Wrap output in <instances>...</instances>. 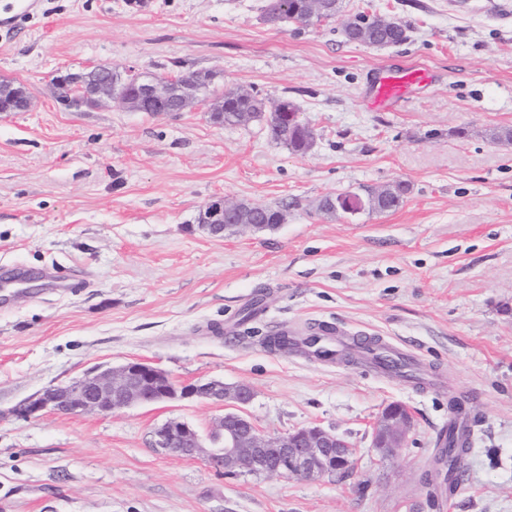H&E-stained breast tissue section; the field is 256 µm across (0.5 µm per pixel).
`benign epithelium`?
Masks as SVG:
<instances>
[{
  "instance_id": "7a95c632",
  "label": "benign epithelium",
  "mask_w": 512,
  "mask_h": 512,
  "mask_svg": "<svg viewBox=\"0 0 512 512\" xmlns=\"http://www.w3.org/2000/svg\"><path fill=\"white\" fill-rule=\"evenodd\" d=\"M139 79V95L124 97L112 90V74L93 77L83 72H59L53 80L54 96L68 109L87 105L117 104L130 111H140L148 101L159 112H184L200 105L221 110L223 99L202 97L196 93L195 77L177 80L140 72L125 71ZM236 204L222 200L206 204L199 213L200 228L214 237L224 236V220ZM253 399L251 387L227 385L210 379L183 386L151 362L132 359L105 369L95 368L68 382L51 385L24 400L12 410L20 419L42 414L110 415L126 408L170 401L204 400L235 408L219 417L210 439L224 440V447L211 448L192 424L169 419L156 427L152 444L166 451L203 459L211 468L226 474L286 476L317 480L346 470L353 450L348 441L318 425L300 428L286 435H272L261 430L248 416L240 413ZM410 411L397 404L385 407L371 425V448L382 458L392 456L405 446L411 429Z\"/></svg>"
}]
</instances>
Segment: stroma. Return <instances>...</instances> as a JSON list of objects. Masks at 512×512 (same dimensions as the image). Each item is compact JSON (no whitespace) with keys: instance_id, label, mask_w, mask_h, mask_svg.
I'll return each instance as SVG.
<instances>
[{"instance_id":"stroma-1","label":"stroma","mask_w":512,"mask_h":512,"mask_svg":"<svg viewBox=\"0 0 512 512\" xmlns=\"http://www.w3.org/2000/svg\"><path fill=\"white\" fill-rule=\"evenodd\" d=\"M263 2L43 0L0 43V80L28 98L0 112V275H28L24 296L0 299V512H512V144L487 136L512 128V0H342L340 20L308 27L267 24ZM359 12L398 19L406 41H347L342 20ZM382 65L438 78L370 111ZM92 66L210 71L220 86L288 97L315 144L290 153L264 123L217 124L204 105L65 109L52 78ZM397 180L411 192L396 210L318 209ZM219 198L286 219L213 237L198 214ZM320 323L412 349L439 388L265 344L275 325L305 335ZM129 359L182 383L248 385L260 429L321 426L350 442L352 465L316 481L231 476L152 447L171 418L211 431L224 409L200 401L12 414ZM460 396L477 417L471 451L436 511L423 476ZM392 402L413 427L383 459L371 424Z\"/></svg>"}]
</instances>
